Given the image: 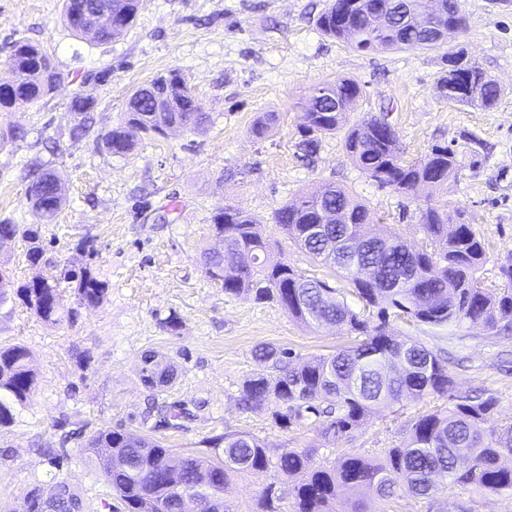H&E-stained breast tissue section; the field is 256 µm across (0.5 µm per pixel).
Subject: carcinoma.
<instances>
[{
	"mask_svg": "<svg viewBox=\"0 0 512 512\" xmlns=\"http://www.w3.org/2000/svg\"><path fill=\"white\" fill-rule=\"evenodd\" d=\"M140 0H64V21L79 38L108 42L133 23ZM431 0H330L316 19L320 32L358 51L377 49H435L443 46L440 30L464 21V0H441L434 10ZM102 8L112 17L107 34L91 32L82 12ZM448 75L440 81L446 89L455 75L464 74L462 93L454 99L464 105L490 108L498 86L462 48L443 54ZM9 76L0 80V108L12 109L17 101L35 103L53 89L58 74L49 57L35 44L19 40L5 61ZM360 85L350 78L321 82L310 90L305 122L299 127L297 149L313 162L321 137L343 133L344 149L351 161L382 187L415 195L422 187L441 188L457 177L461 164L456 151L434 145L413 162L403 159L399 134L388 114L347 124V112L360 97ZM94 101L76 96L72 113L79 116L74 132L92 129ZM201 108L184 75L174 68L138 87L130 96L122 122L102 137L112 155L124 156L134 145V135L163 136L174 127L198 128ZM28 179L35 224L0 221V237H20L32 244L31 263L39 262L38 224H48L65 202L61 178L51 169L35 167ZM285 236L312 261L330 267L353 287L354 308L327 282L301 275L288 264L273 259L270 239L260 221L239 206L219 207L212 217L224 250L204 255L208 278L238 297L275 301L289 317L313 328L334 325L351 337L329 354L304 358L287 347L261 344L254 349L263 372L242 381L239 404L254 410L274 402L280 410L273 423L288 429L304 420L316 422V432L326 442H336L361 427L379 406L446 400L413 419L408 435L397 448L381 455L349 452L322 469L309 468L306 448H284L274 458L257 436L222 433L205 440L211 457L179 454L155 438L135 436L122 429H100L82 444L85 458L112 489L120 506L103 504L109 512H182L179 500L193 485L205 483L211 497L224 501V487L235 474L273 470L288 480L294 512H370L362 494L373 490L383 501L404 494L431 498L438 487L431 477L444 471L448 485L470 484L486 495H512V423L497 428L486 424L494 412L492 396L455 394L448 362L419 339L391 326L390 318L432 327L480 324L497 335L512 332V259L498 266L500 287L487 288L481 278L487 261L484 243L469 223L465 211L446 202H428L420 209L422 243L407 247L401 229L380 224L361 245L374 223L368 207L347 189L326 184L320 190L285 202L273 215ZM58 278L37 274L17 286L0 270V303L8 290L42 320L61 321ZM76 283L79 302L96 307L107 295L106 284L86 267L64 272ZM142 382L167 385L174 376L166 356L152 352L142 358ZM36 376L29 365V350L16 344L0 349V427L14 421L16 407L34 390ZM161 423L180 427L184 411L161 403ZM55 512H70L77 494L60 481L54 488Z\"/></svg>",
	"mask_w": 512,
	"mask_h": 512,
	"instance_id": "1",
	"label": "carcinoma"
}]
</instances>
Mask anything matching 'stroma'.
Instances as JSON below:
<instances>
[{"instance_id": "obj_1", "label": "stroma", "mask_w": 512, "mask_h": 512, "mask_svg": "<svg viewBox=\"0 0 512 512\" xmlns=\"http://www.w3.org/2000/svg\"><path fill=\"white\" fill-rule=\"evenodd\" d=\"M327 0H141L133 25L110 42L76 38L62 21L63 0H0L1 63L13 42L34 41L62 81L27 108L0 109V130L19 127L23 139L0 148V220L32 224L26 197L27 167L36 162L65 180L66 201L40 226L41 257L31 264L28 243H0V268L16 283L36 274H61L89 266L108 285L95 308L78 304L62 284L59 304L72 319L47 323L17 297L0 305V348L25 345L37 374L36 388L14 423L0 428V508H19L34 488L50 494L66 481L83 512H100L112 490L79 455L81 443L104 427H122L163 439L183 453L205 454V438L248 432L270 454L306 448L310 468L328 465L357 449L376 454L401 444L423 404L379 409L351 436L321 445L304 420L284 430L274 425L276 404L242 409L243 379L258 373L254 348L285 345L301 356L343 344L334 328L312 330L273 301L225 295L211 281L203 254L221 248L210 217L218 207L244 208L275 241L274 255L305 275L348 290L347 281L309 261L273 222L286 201L324 184L346 187L380 223L401 225L409 244H420L423 198L379 186L348 158L341 134L324 136L314 163L304 164L296 144L300 103L311 86L339 77L357 81L363 94L348 123L388 112L406 160L436 143L461 151L464 164L444 199L463 208L487 247L482 279L498 284L497 267L512 256V0H466V25L449 35L448 47L466 48L496 81L489 109L442 97V49L360 52L322 35L315 24ZM180 69L208 120L199 129H176L137 139L124 156L108 153L101 136L117 126L139 86L168 69ZM108 71L106 82H82L88 72ZM92 98L93 132L75 134L74 96ZM279 116L266 138L252 126L267 113ZM177 203L172 223L157 219ZM93 243L94 255L79 248ZM180 323L177 333L165 319ZM399 329L432 348H447L457 393L484 391L497 407L491 425L512 421V333L491 335L479 326L431 328L399 322ZM165 353L178 378L167 401L192 414L182 428L159 426L149 408L153 393L139 376L141 357ZM272 471L235 475L224 489L232 512H256ZM370 512H512V496L484 495L458 484L434 501L405 496L369 498Z\"/></svg>"}]
</instances>
